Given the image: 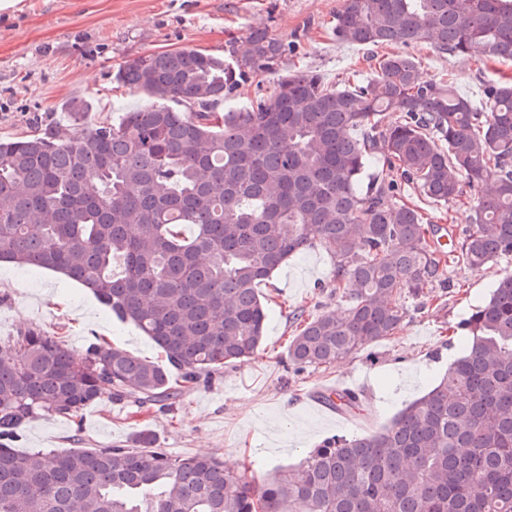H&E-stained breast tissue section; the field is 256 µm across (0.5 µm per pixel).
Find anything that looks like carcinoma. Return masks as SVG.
<instances>
[{
    "label": "carcinoma",
    "mask_w": 512,
    "mask_h": 512,
    "mask_svg": "<svg viewBox=\"0 0 512 512\" xmlns=\"http://www.w3.org/2000/svg\"><path fill=\"white\" fill-rule=\"evenodd\" d=\"M340 41L427 42L440 54L512 61V0H344ZM286 45L254 29L224 57L166 49L125 63L152 102L115 123L0 141V261L61 272L162 351L153 362L93 343L78 354L36 329L0 341V512H512V274L461 326L440 381L382 430L332 437L262 488L208 455L135 445L64 453L12 448L39 416L78 421L97 401L173 405L182 390L251 358L266 312L256 287L319 246L347 307L294 318L288 363L335 365L388 338L443 275L400 182L438 204L476 196L458 248L472 269L512 256V79L483 106L414 57L372 56L368 79L329 86L312 71L218 111ZM399 114L385 122V114ZM381 156L400 182L368 181ZM336 409L360 407L354 392Z\"/></svg>",
    "instance_id": "obj_1"
}]
</instances>
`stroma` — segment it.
Listing matches in <instances>:
<instances>
[{"mask_svg":"<svg viewBox=\"0 0 512 512\" xmlns=\"http://www.w3.org/2000/svg\"><path fill=\"white\" fill-rule=\"evenodd\" d=\"M21 10L0 13V139L33 132L68 135L65 107L88 103L85 126L118 121L144 103L140 93L118 86L115 76L128 60L164 49H196L223 55L231 41L254 28L293 44L280 75L319 72L338 83L352 72L367 73L366 47L337 40L333 27L343 0H22ZM426 76L447 78L472 102L483 81L512 77V62L438 54L429 44L409 46ZM404 202L417 206L433 237L458 238L469 225L474 203L442 206L402 186ZM334 261L322 248L289 258L269 285L260 286L267 311L265 337L256 356L226 365L210 382L184 392L173 410L139 408L103 400L85 408L80 423L35 418L14 444L17 452L109 448L131 445L149 428L155 445L172 455L241 457L256 483L277 468L296 469L307 453L334 435L357 433L349 423L319 415L309 403L317 389L354 381L367 432L386 425L405 403L427 393L460 350L459 323L490 295L499 273L512 271V256L474 270L453 262L423 300H408L398 332L342 363L294 371L286 347L294 327L288 315L306 317L342 310L334 292ZM37 328L62 336L66 347L84 352L94 337L131 355L156 359L153 342L130 323L117 320L93 294L57 273L29 265H0V340Z\"/></svg>","mask_w":512,"mask_h":512,"instance_id":"35a3bbf8","label":"stroma"}]
</instances>
